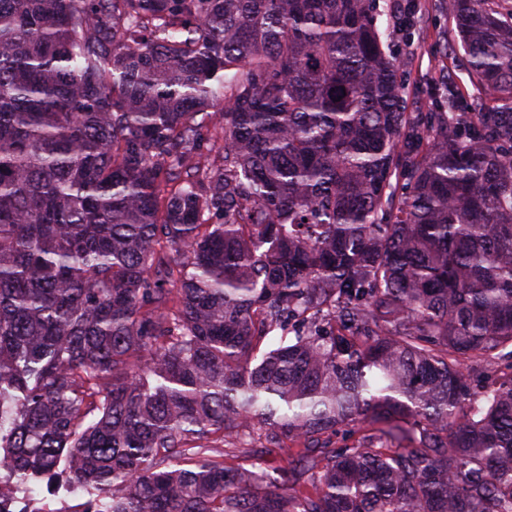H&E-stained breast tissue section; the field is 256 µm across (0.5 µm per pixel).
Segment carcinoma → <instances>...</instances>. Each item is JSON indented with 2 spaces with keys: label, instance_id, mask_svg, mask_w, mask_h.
Segmentation results:
<instances>
[{
  "label": "carcinoma",
  "instance_id": "cac0c4a2",
  "mask_svg": "<svg viewBox=\"0 0 512 512\" xmlns=\"http://www.w3.org/2000/svg\"><path fill=\"white\" fill-rule=\"evenodd\" d=\"M495 2L446 6L501 106L407 112L412 0H0V499L63 471L81 512H512ZM224 450L229 454L226 456L228 465L240 464L244 468L254 470H264L274 475L275 468L288 464V449L276 460L260 458L253 454L252 448H232L225 447Z\"/></svg>",
  "mask_w": 512,
  "mask_h": 512
}]
</instances>
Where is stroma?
<instances>
[{
	"label": "stroma",
	"instance_id": "stroma-1",
	"mask_svg": "<svg viewBox=\"0 0 512 512\" xmlns=\"http://www.w3.org/2000/svg\"><path fill=\"white\" fill-rule=\"evenodd\" d=\"M415 2L417 12L412 28L394 32L390 39L391 50L406 79L408 111H428L435 85L445 78L456 83L461 109L472 105L497 107V96L482 89L469 75L458 31L444 0Z\"/></svg>",
	"mask_w": 512,
	"mask_h": 512
}]
</instances>
